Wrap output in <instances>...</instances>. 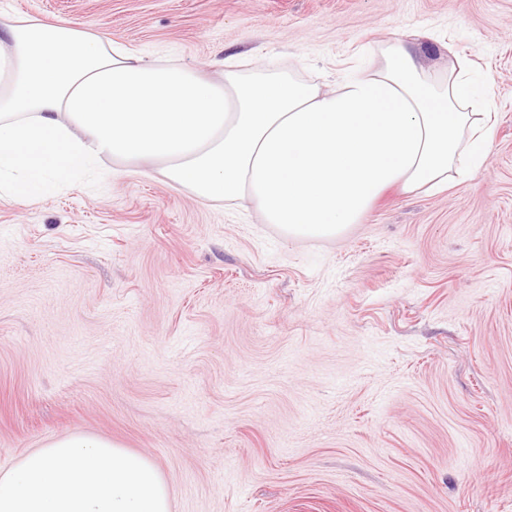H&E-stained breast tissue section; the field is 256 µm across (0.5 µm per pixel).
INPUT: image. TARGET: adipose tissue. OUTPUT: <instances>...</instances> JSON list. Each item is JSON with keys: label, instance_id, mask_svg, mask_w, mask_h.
I'll return each mask as SVG.
<instances>
[{"label": "adipose tissue", "instance_id": "obj_1", "mask_svg": "<svg viewBox=\"0 0 512 512\" xmlns=\"http://www.w3.org/2000/svg\"><path fill=\"white\" fill-rule=\"evenodd\" d=\"M492 112L465 57L430 71L401 39L324 91L290 74L217 83L20 18L0 29V197L44 199L108 159L147 163L288 234L333 237L387 188L441 193L482 166Z\"/></svg>", "mask_w": 512, "mask_h": 512}]
</instances>
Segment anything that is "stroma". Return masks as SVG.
Segmentation results:
<instances>
[{
  "label": "stroma",
  "instance_id": "obj_1",
  "mask_svg": "<svg viewBox=\"0 0 512 512\" xmlns=\"http://www.w3.org/2000/svg\"><path fill=\"white\" fill-rule=\"evenodd\" d=\"M223 80L333 88L358 49L468 56L485 164L332 238L103 162L0 199V474L69 436L154 461L172 512H512V0H0Z\"/></svg>",
  "mask_w": 512,
  "mask_h": 512
}]
</instances>
